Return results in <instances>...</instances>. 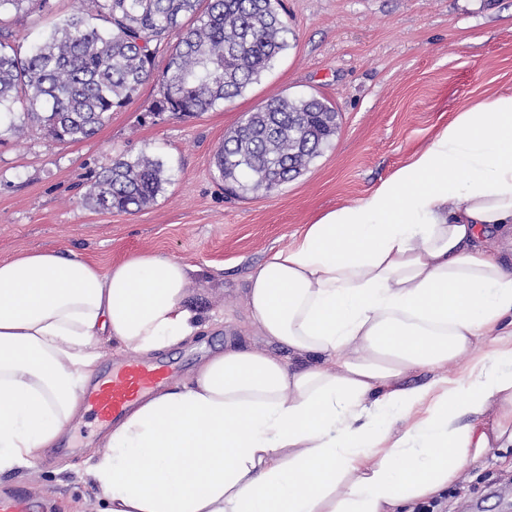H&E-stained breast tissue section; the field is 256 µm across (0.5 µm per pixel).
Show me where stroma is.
I'll list each match as a JSON object with an SVG mask.
<instances>
[{
	"mask_svg": "<svg viewBox=\"0 0 512 512\" xmlns=\"http://www.w3.org/2000/svg\"><path fill=\"white\" fill-rule=\"evenodd\" d=\"M14 15L17 45L67 14L72 0ZM293 31L289 47L242 96L195 117L148 109L150 80L97 133L56 143L39 131L15 136L22 107L0 115V261L27 250L73 253L105 267L133 254L168 256L191 269L187 301L208 322L194 341L171 348L172 385L234 337L290 358L247 320L250 270L271 250L292 245L325 213L364 198L463 107L512 93V0H282ZM288 95H320L336 107L335 137L297 179L269 194L231 195L214 157L245 113ZM158 157L168 182L135 213L102 212L84 199L114 159ZM102 435L80 411L68 429L71 450L0 475V496L25 487L50 512L80 504L95 512L98 489L81 479L89 448ZM500 474L490 483L488 473ZM466 493L447 512H512V453L488 449L482 474L464 469Z\"/></svg>",
	"mask_w": 512,
	"mask_h": 512,
	"instance_id": "stroma-1",
	"label": "stroma"
}]
</instances>
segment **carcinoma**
Listing matches in <instances>:
<instances>
[{
    "mask_svg": "<svg viewBox=\"0 0 512 512\" xmlns=\"http://www.w3.org/2000/svg\"><path fill=\"white\" fill-rule=\"evenodd\" d=\"M280 0H74V9L20 56L0 19V113L17 103L26 122L55 142L94 135L156 79L149 113L197 116L242 95L288 48ZM50 0H0V15L44 11ZM169 45L162 70L156 47ZM327 100L277 97L224 136L215 165L236 193H271L303 175L335 136ZM166 182L163 162L117 158L89 186L100 211L133 212L153 203Z\"/></svg>",
    "mask_w": 512,
    "mask_h": 512,
    "instance_id": "1",
    "label": "carcinoma"
}]
</instances>
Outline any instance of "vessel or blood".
Returning <instances> with one entry per match:
<instances>
[{"label":"vessel or blood","instance_id":"obj_1","mask_svg":"<svg viewBox=\"0 0 512 512\" xmlns=\"http://www.w3.org/2000/svg\"><path fill=\"white\" fill-rule=\"evenodd\" d=\"M169 364L145 362L131 357L117 362L84 394V402L98 425L121 419L136 402L163 384L170 376ZM0 512H38V505L23 489L0 498Z\"/></svg>","mask_w":512,"mask_h":512}]
</instances>
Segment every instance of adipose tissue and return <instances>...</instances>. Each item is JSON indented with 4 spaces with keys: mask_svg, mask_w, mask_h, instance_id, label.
Wrapping results in <instances>:
<instances>
[{
    "mask_svg": "<svg viewBox=\"0 0 512 512\" xmlns=\"http://www.w3.org/2000/svg\"><path fill=\"white\" fill-rule=\"evenodd\" d=\"M512 94L465 107L364 199L247 278L248 321L300 367L234 340L143 397L85 476L97 512H412L512 449ZM188 268L0 262V473L55 447L104 341L150 355L201 334ZM486 351L473 356L476 341ZM470 357L461 380L441 377ZM431 371L427 383L406 374Z\"/></svg>",
    "mask_w": 512,
    "mask_h": 512,
    "instance_id": "obj_1",
    "label": "adipose tissue"
}]
</instances>
